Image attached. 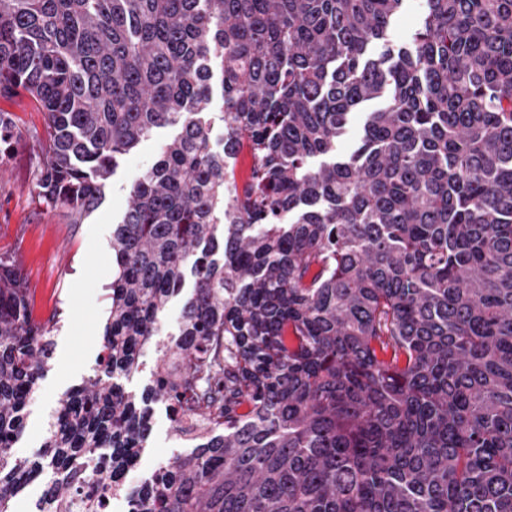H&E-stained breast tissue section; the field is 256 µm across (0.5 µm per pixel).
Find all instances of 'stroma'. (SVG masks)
<instances>
[{"mask_svg":"<svg viewBox=\"0 0 512 512\" xmlns=\"http://www.w3.org/2000/svg\"><path fill=\"white\" fill-rule=\"evenodd\" d=\"M0 113L14 132L0 141V257L18 264L37 319H54L56 347L27 405L25 427L14 457L40 455L45 429L59 399L97 368L109 315L112 226L119 222L129 191L157 159L175 128L158 129L124 155L108 181L98 208L85 223H71L66 211L40 201L44 115L23 93L0 97ZM151 433L133 479L159 462L189 452L176 438L163 404L151 403Z\"/></svg>","mask_w":512,"mask_h":512,"instance_id":"35a3bbf8","label":"stroma"}]
</instances>
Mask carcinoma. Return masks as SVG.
<instances>
[{
  "label": "carcinoma",
  "instance_id": "obj_1",
  "mask_svg": "<svg viewBox=\"0 0 512 512\" xmlns=\"http://www.w3.org/2000/svg\"><path fill=\"white\" fill-rule=\"evenodd\" d=\"M404 2L0 0V97L44 112L38 196L71 223L178 128L112 230V381L59 401L38 460L12 448L55 342L0 258V512L47 467L41 512H100L150 347L145 401L192 450L130 512H512V0H426L396 43ZM425 0H406L404 10L396 17L391 27L394 41L404 40L418 25L424 9ZM366 110L356 112L347 126L345 134L338 140L336 149L339 153L350 154L358 144L362 134ZM192 282H188L186 288H184L181 296L174 299L167 307L164 315L161 318V326L163 331L167 333H175L177 328V322L180 315V310L183 301L191 294L193 288ZM143 366L141 371L130 379H120V383L126 392L135 396L136 401H140V397L150 383L152 372L155 368L156 354L152 349H147L142 358Z\"/></svg>",
  "mask_w": 512,
  "mask_h": 512
}]
</instances>
